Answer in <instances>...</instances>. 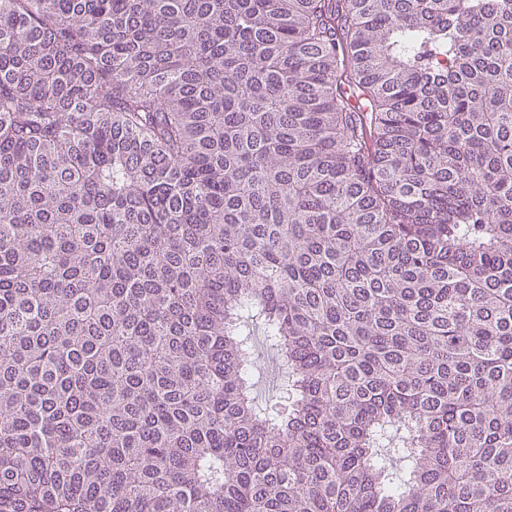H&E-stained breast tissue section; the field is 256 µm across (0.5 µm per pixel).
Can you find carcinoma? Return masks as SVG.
I'll list each match as a JSON object with an SVG mask.
<instances>
[{
	"label": "carcinoma",
	"mask_w": 512,
	"mask_h": 512,
	"mask_svg": "<svg viewBox=\"0 0 512 512\" xmlns=\"http://www.w3.org/2000/svg\"><path fill=\"white\" fill-rule=\"evenodd\" d=\"M0 512H512V0H0Z\"/></svg>",
	"instance_id": "obj_1"
}]
</instances>
